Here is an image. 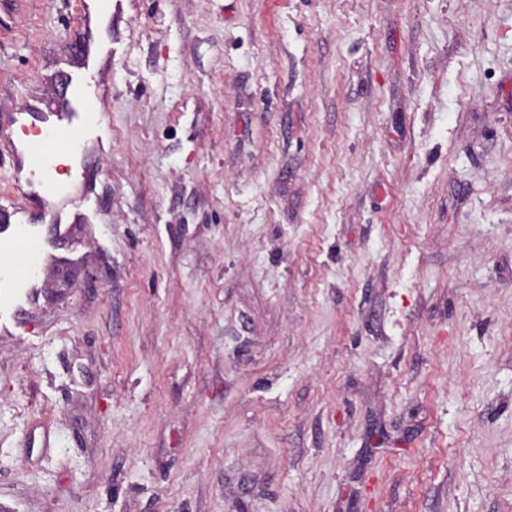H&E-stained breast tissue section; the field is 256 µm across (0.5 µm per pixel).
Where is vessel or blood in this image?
Returning <instances> with one entry per match:
<instances>
[{"mask_svg": "<svg viewBox=\"0 0 512 512\" xmlns=\"http://www.w3.org/2000/svg\"><path fill=\"white\" fill-rule=\"evenodd\" d=\"M81 32L67 68L54 77L56 94L48 105L33 103L0 117V128L21 132L12 154L15 197H0V246L9 252L0 262V332L11 333L25 304L36 300L41 238L68 242L72 229L63 215L72 203L67 186L56 178L58 148L83 151L110 138L111 129L97 108L96 88L105 69L98 64L97 23L89 0H82Z\"/></svg>", "mask_w": 512, "mask_h": 512, "instance_id": "vessel-or-blood-1", "label": "vessel or blood"}]
</instances>
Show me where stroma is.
I'll return each mask as SVG.
<instances>
[{"label": "stroma", "mask_w": 512, "mask_h": 512, "mask_svg": "<svg viewBox=\"0 0 512 512\" xmlns=\"http://www.w3.org/2000/svg\"><path fill=\"white\" fill-rule=\"evenodd\" d=\"M77 2L0 13V115ZM110 71L0 505L512 512V0H112Z\"/></svg>", "instance_id": "35a3bbf8"}]
</instances>
